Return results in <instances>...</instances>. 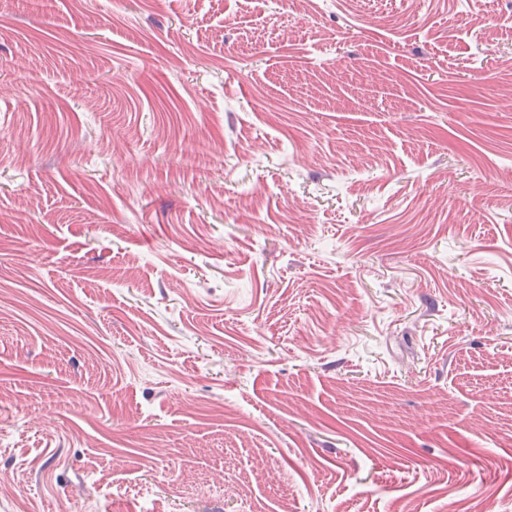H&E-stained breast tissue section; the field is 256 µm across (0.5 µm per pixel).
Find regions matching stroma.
Here are the masks:
<instances>
[{"label":"stroma","mask_w":512,"mask_h":512,"mask_svg":"<svg viewBox=\"0 0 512 512\" xmlns=\"http://www.w3.org/2000/svg\"><path fill=\"white\" fill-rule=\"evenodd\" d=\"M0 512H512V0H0Z\"/></svg>","instance_id":"obj_1"}]
</instances>
